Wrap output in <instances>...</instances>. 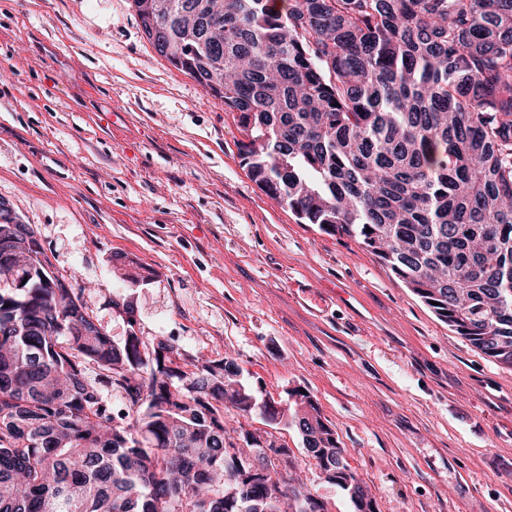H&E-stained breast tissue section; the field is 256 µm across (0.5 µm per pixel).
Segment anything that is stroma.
Listing matches in <instances>:
<instances>
[{
  "label": "stroma",
  "mask_w": 512,
  "mask_h": 512,
  "mask_svg": "<svg viewBox=\"0 0 512 512\" xmlns=\"http://www.w3.org/2000/svg\"><path fill=\"white\" fill-rule=\"evenodd\" d=\"M236 114L160 56L131 0H0V198L114 340L227 357L258 396L309 391L378 512H512V370L350 238L299 223L240 163ZM150 272L123 282L116 256ZM328 512H352L292 425Z\"/></svg>",
  "instance_id": "stroma-1"
}]
</instances>
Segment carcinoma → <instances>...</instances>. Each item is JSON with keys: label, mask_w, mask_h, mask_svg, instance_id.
Instances as JSON below:
<instances>
[{"label": "carcinoma", "mask_w": 512, "mask_h": 512, "mask_svg": "<svg viewBox=\"0 0 512 512\" xmlns=\"http://www.w3.org/2000/svg\"><path fill=\"white\" fill-rule=\"evenodd\" d=\"M176 69L238 112L251 180L356 239L474 348L512 369V0H132ZM224 40L210 36L218 5ZM0 208V512H328L286 446L224 410L285 419L354 512H377L314 397L279 410L228 358L189 362L129 321L117 342Z\"/></svg>", "instance_id": "1"}]
</instances>
